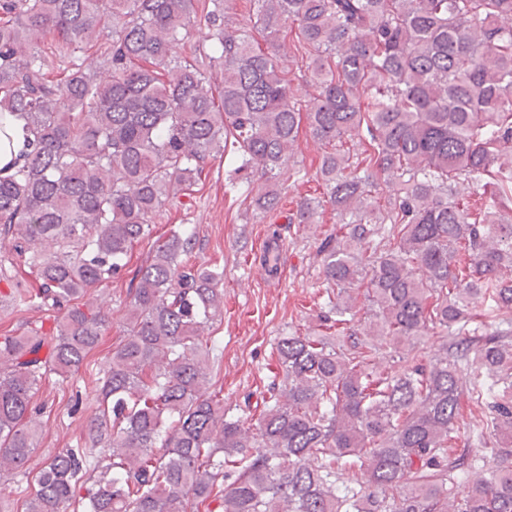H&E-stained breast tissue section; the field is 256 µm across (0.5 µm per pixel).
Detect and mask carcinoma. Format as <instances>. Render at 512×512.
I'll list each match as a JSON object with an SVG mask.
<instances>
[{
	"label": "carcinoma",
	"mask_w": 512,
	"mask_h": 512,
	"mask_svg": "<svg viewBox=\"0 0 512 512\" xmlns=\"http://www.w3.org/2000/svg\"><path fill=\"white\" fill-rule=\"evenodd\" d=\"M228 2L0 0V113L31 136L0 178V280L9 306L52 320L0 339V478L29 474L40 383L79 374L108 326L78 299L219 156L275 210L305 124L325 192L288 223L328 203L336 234L318 250L320 324L278 340L256 428L205 388L224 268L172 229L133 271L88 439L43 463L25 512H512V323L492 320L512 309V0H254L242 22ZM283 35L304 51V102ZM465 399L481 454L457 447Z\"/></svg>",
	"instance_id": "carcinoma-1"
}]
</instances>
